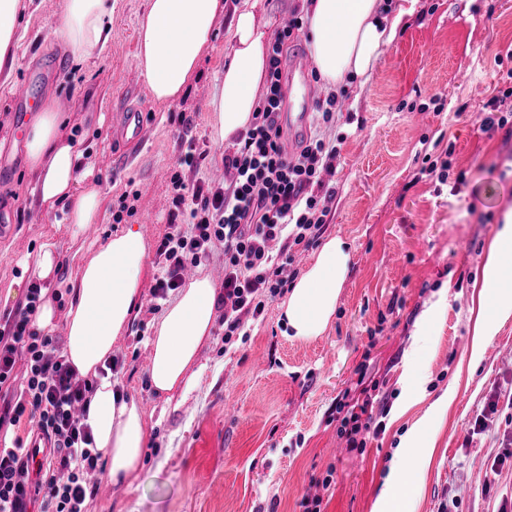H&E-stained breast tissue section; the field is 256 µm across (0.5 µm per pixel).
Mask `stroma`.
I'll use <instances>...</instances> for the list:
<instances>
[{"instance_id":"1","label":"stroma","mask_w":512,"mask_h":512,"mask_svg":"<svg viewBox=\"0 0 512 512\" xmlns=\"http://www.w3.org/2000/svg\"><path fill=\"white\" fill-rule=\"evenodd\" d=\"M387 2V17L400 19L392 42L368 79L341 85L352 119L334 129L343 145L325 234L346 239L352 261L334 318L321 336L293 340L275 301L229 347L224 321L216 319L189 370L191 390L168 398L148 382V340L160 317L150 309L159 274L154 252L168 229L182 137L196 139L207 170L223 166L211 101L223 80L229 21L218 20L198 82L178 101L161 103L145 87L128 85L145 0H115L104 50L80 64L49 33V22L66 10L62 0H33L24 14L14 74L0 84V152L16 158L0 179V205L9 207L13 224L0 236V316L24 303L31 281L44 279L55 312L49 333L65 343L69 281L89 249L119 232L111 217L119 195H140L133 221L142 229L146 266L112 355L123 362L114 375L121 392L150 418L147 445L138 482L94 496L88 512H303L302 500L314 495L322 498L321 512H372L403 436L429 413L434 450L418 464L414 512L445 505L499 512L512 494V423L497 417L487 431L469 433L492 398L512 392V316L490 340L476 334L487 304L489 246L512 206V134L482 133L478 122L485 103L512 86V0ZM434 45L440 53L429 54ZM57 58L62 65L37 98H55L62 135L75 140L81 168L104 192L100 223L78 235L65 208L47 216L32 210L23 137L12 121L15 85ZM130 98L146 112L147 136L123 157L112 143V114ZM181 113L189 126L177 122ZM444 153L450 177L464 175V184L421 175L423 157ZM47 247L57 263L44 276L38 261ZM363 363L389 413L385 432L352 453L330 413L355 388ZM450 389L451 405L434 413ZM228 402L234 412H225ZM328 474L335 482L326 490Z\"/></svg>"}]
</instances>
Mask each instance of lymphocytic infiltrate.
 Here are the masks:
<instances>
[{
  "label": "lymphocytic infiltrate",
  "mask_w": 512,
  "mask_h": 512,
  "mask_svg": "<svg viewBox=\"0 0 512 512\" xmlns=\"http://www.w3.org/2000/svg\"><path fill=\"white\" fill-rule=\"evenodd\" d=\"M303 27L300 12L276 31L269 46V80L254 120L225 154L230 182L200 179L205 159L194 138L182 141L179 169L171 176L169 229L156 247L160 274L153 287L154 304L181 288L188 268L199 266L215 247L224 249V292L217 305L224 311V338L244 330L245 318L261 317L269 302L283 293L281 255L306 251L323 234L336 197V162L340 149L319 133L289 153L275 124L283 84L282 63L288 46ZM196 173L186 183L184 171ZM46 297L32 281L25 302L0 322V388L11 401L0 409V427L28 422L50 443L53 457L46 468L32 470L26 449L0 448V512H27L32 495L42 498V512H87L96 493L90 474L102 473L101 453L81 423L95 382L79 376L58 353L50 335H37L31 318ZM26 364L16 378L17 360ZM377 384L363 387L362 400L339 401L334 407L336 432L348 451L365 448L369 436L384 432L387 408Z\"/></svg>",
  "instance_id": "lymphocytic-infiltrate-1"
}]
</instances>
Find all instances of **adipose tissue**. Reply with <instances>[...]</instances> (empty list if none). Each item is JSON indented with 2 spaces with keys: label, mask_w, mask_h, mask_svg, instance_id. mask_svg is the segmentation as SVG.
Masks as SVG:
<instances>
[{
  "label": "adipose tissue",
  "mask_w": 512,
  "mask_h": 512,
  "mask_svg": "<svg viewBox=\"0 0 512 512\" xmlns=\"http://www.w3.org/2000/svg\"><path fill=\"white\" fill-rule=\"evenodd\" d=\"M260 0H245L229 16V60L222 85L211 103L217 115V141L245 132L258 109V94L268 75L270 33L256 10ZM381 0H303L308 20V47L322 81L330 87L350 77L368 75L392 42L395 24L382 17ZM27 0H0V77L10 78L22 35L19 19ZM224 0H146L138 21L136 68L149 95L159 102L179 99L199 79L202 61L214 49L217 20ZM112 27V0H68L64 14L51 22L55 39L82 62L101 52ZM62 115L54 100L37 108L26 127L24 149L34 179L32 202L39 212L68 208L75 230L102 217L100 184L79 171V154L60 134ZM146 244L139 225L130 224L93 250L71 282L73 300L66 314L64 356L78 373L97 382L83 418L93 446L103 453L106 476L114 484H133L139 477L147 439V415L136 399L123 398L116 381L105 375L112 346L126 327L140 296ZM351 254L347 241L328 238L294 282L281 305L290 338L320 336L336 313ZM483 278L489 304L479 334L494 335L499 319L512 315V207L493 240ZM217 290L209 276L191 279L155 325L150 342V383L157 394L188 391L187 372L213 329ZM420 420L406 435L372 512H413L411 491L418 462L432 450Z\"/></svg>",
  "instance_id": "adipose-tissue-1"
}]
</instances>
